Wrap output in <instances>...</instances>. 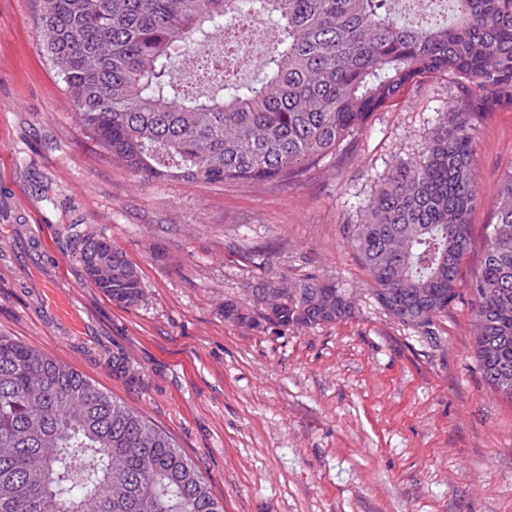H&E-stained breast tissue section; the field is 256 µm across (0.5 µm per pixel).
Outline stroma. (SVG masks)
<instances>
[{
	"label": "stroma",
	"instance_id": "stroma-1",
	"mask_svg": "<svg viewBox=\"0 0 512 512\" xmlns=\"http://www.w3.org/2000/svg\"><path fill=\"white\" fill-rule=\"evenodd\" d=\"M434 75L289 184L146 183L91 142L44 52L35 0H0V334L71 366L168 431L224 512H512V400L473 353L460 288L429 329L375 302L348 241L379 177L418 160L450 100ZM477 274L512 170V107L478 118ZM122 250L138 306L85 277L87 237ZM348 289L353 318L258 329L224 319L274 276Z\"/></svg>",
	"mask_w": 512,
	"mask_h": 512
}]
</instances>
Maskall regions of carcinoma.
Segmentation results:
<instances>
[{"mask_svg": "<svg viewBox=\"0 0 512 512\" xmlns=\"http://www.w3.org/2000/svg\"><path fill=\"white\" fill-rule=\"evenodd\" d=\"M392 0H38L37 23L57 78L88 137L144 181L290 183L367 131L374 113L420 79L444 74L475 89L448 108L411 165L396 164L359 208L348 241L376 302L425 328L448 312L481 197L475 116L512 106V0H448L436 20L421 0L401 22ZM263 20V78L180 75L190 53L224 63L227 24ZM468 288L484 378L512 396V170ZM86 277L119 305L143 298L123 251L84 242ZM271 313L224 319L313 327L349 318L345 290L316 276L280 278ZM0 512H224L199 465L164 429L94 381L0 334Z\"/></svg>", "mask_w": 512, "mask_h": 512, "instance_id": "obj_1", "label": "carcinoma"}]
</instances>
